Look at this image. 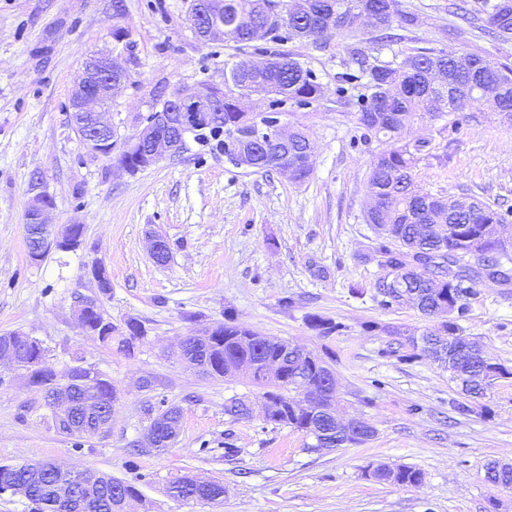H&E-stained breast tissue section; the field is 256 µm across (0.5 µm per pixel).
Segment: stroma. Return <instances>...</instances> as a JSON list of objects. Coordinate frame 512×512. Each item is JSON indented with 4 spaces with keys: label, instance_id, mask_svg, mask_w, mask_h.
<instances>
[{
    "label": "stroma",
    "instance_id": "35a3bbf8",
    "mask_svg": "<svg viewBox=\"0 0 512 512\" xmlns=\"http://www.w3.org/2000/svg\"><path fill=\"white\" fill-rule=\"evenodd\" d=\"M398 2L416 16L401 40L378 43L358 30L373 63L393 64L423 48L512 61V41H494L460 17L464 9L478 13L486 0ZM189 6L0 0V335L35 337L57 373L92 366L121 395L110 435L77 446L57 433L38 389L0 371V464L52 460L135 483L141 498L130 512H512V491L483 479L488 461L512 460V283L475 285L464 333L509 374L471 399L470 413H459L464 399L448 371L425 356L401 361L393 351L392 328L421 331L433 320L409 304L385 309L374 297L381 271L366 259L375 237L365 221L369 166L390 144L363 138L356 114L364 80H340L350 70L348 36H330L323 51L306 41L281 45L322 84L318 102L276 108L265 96L243 101L245 111L276 108L284 123L305 125L313 145L305 183L235 167L215 145L192 139L180 155L133 175L87 154L68 113L88 55L130 61L131 79L107 114L119 142L161 92L220 86L233 62L262 61L263 40L244 49L228 40L199 43ZM453 28L462 29L460 38L449 37ZM403 136L429 143L415 169L425 190L512 206V124L477 123L464 110L414 122ZM36 179L53 200L49 221L84 227L82 247L37 262L24 223ZM153 229L168 244L162 264L149 248ZM99 264L111 281L101 299L105 317L117 326L135 318L146 331L134 355L101 346L73 315L75 297L95 293ZM227 315L259 335L331 354L341 412L366 421L374 437L315 449L302 433L265 423L260 411L241 420L225 415L227 399L255 404L261 389L201 374L174 350L181 336ZM315 317L339 323V332L320 336ZM143 378L151 388H140ZM163 399L182 410L175 444L130 455L148 426L144 406ZM228 443L234 454H225ZM382 463L419 469L423 480L399 486L366 477ZM185 474L223 482V498L173 501L168 483Z\"/></svg>",
    "mask_w": 512,
    "mask_h": 512
}]
</instances>
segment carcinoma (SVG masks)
I'll return each mask as SVG.
<instances>
[{
  "mask_svg": "<svg viewBox=\"0 0 512 512\" xmlns=\"http://www.w3.org/2000/svg\"><path fill=\"white\" fill-rule=\"evenodd\" d=\"M373 14L368 27L384 32L397 25L414 24L415 18L399 9L397 0H224V20H237L227 40L240 46L252 42L253 32L266 31L270 41L296 39L311 42L316 49L326 47L333 33L353 32L352 6ZM484 30L501 41L512 40V0H497L483 11ZM352 63L367 78L366 100L357 112V122L365 135L385 137L391 147L372 159L368 191L374 196L375 208L366 215L378 239L370 249L369 259L383 271L373 285L379 303L386 309L400 306L408 291L419 311L428 317L439 316L448 305L456 306V319L441 321L427 336L433 343H423L400 356L410 361L422 354H431L438 361H452L451 367L466 382L482 377L484 361L473 347L461 344L464 329L460 321L468 312V300L474 293L476 280L485 277L487 269L505 260L512 264V253L495 249L488 243L482 263L465 262L469 256L468 236L483 233L489 224H507L512 207H493L478 197L466 201L431 194L414 181L417 167L428 142H404L401 132L416 119L439 120L466 106L480 113L492 112L512 122V64L478 54L434 52L424 49L406 56L397 66L378 65L360 44L348 46ZM274 62L264 70L254 69L247 59L235 62L224 72V112L222 123L194 132L200 142L217 141L233 154L253 153L259 170H279L288 163L295 166L294 181L303 182L312 168L300 164L309 141L306 132L283 147L274 142L258 144L251 135L259 114L238 110L234 101L252 95L291 100L310 105L319 101L322 87L311 70L305 68L292 53L280 49L270 52ZM433 251L438 261L425 264L424 270L407 268L412 252ZM252 331L224 321V330L217 336L195 335L197 344L193 357L205 358L210 365L208 376L214 379H246L252 385L266 388L263 362L281 355V346L267 347L259 342L244 344L241 336ZM309 381L322 385L323 375L330 372L327 362L304 364ZM115 386L97 375L75 387L74 396L83 401L93 397L106 408L113 406ZM265 422L290 427L307 437L321 438L327 430L325 420L309 414L295 415L289 410L275 409ZM44 463L30 461L21 465L0 466V489L15 483H31V499L37 512H60L53 487L66 481L78 488L85 501L83 512H122V498L140 497L132 483L102 473L93 475L87 469H43ZM41 470L38 481L31 482V470ZM377 481L401 486L422 481L419 470L405 465L391 468L379 465L371 471ZM171 497L186 501L199 492L191 478L180 476L169 484Z\"/></svg>",
  "mask_w": 512,
  "mask_h": 512,
  "instance_id": "1",
  "label": "carcinoma"
}]
</instances>
